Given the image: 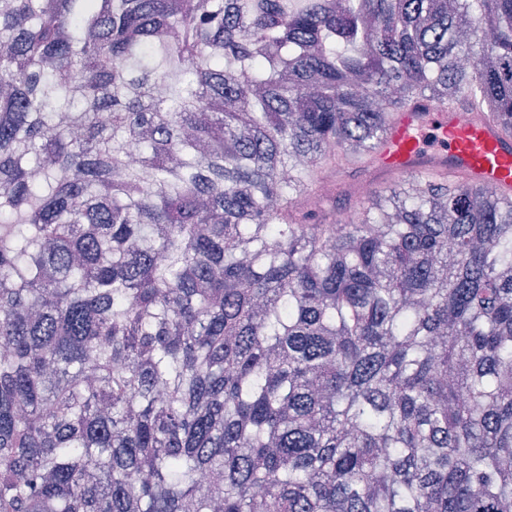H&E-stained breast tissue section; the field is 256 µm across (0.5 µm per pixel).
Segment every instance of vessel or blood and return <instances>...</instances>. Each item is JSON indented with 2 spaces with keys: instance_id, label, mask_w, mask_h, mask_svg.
Instances as JSON below:
<instances>
[{
  "instance_id": "b4317fda",
  "label": "vessel or blood",
  "mask_w": 512,
  "mask_h": 512,
  "mask_svg": "<svg viewBox=\"0 0 512 512\" xmlns=\"http://www.w3.org/2000/svg\"><path fill=\"white\" fill-rule=\"evenodd\" d=\"M448 175L512 199V135L477 109L417 100L394 113L366 176Z\"/></svg>"
}]
</instances>
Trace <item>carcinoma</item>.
I'll use <instances>...</instances> for the list:
<instances>
[{"mask_svg":"<svg viewBox=\"0 0 512 512\" xmlns=\"http://www.w3.org/2000/svg\"><path fill=\"white\" fill-rule=\"evenodd\" d=\"M0 84V512H512V201L302 206L512 134V0H0ZM368 158L334 166L322 162L311 182L341 170L355 176ZM448 175L469 185L484 186L512 200V135L476 108L462 109L419 99L394 112L375 153L369 157L366 176L382 183L372 190L407 187L417 176ZM330 181V175L325 176ZM338 188L339 191L342 190L341 186H338ZM339 191L335 193L333 196H331L333 192V187L331 183L327 181H321L315 192L314 197L310 199V206L314 209H318L322 206L323 200L327 199L330 196L331 197L329 198V200L323 204L326 214H329L334 210H343L345 208L356 206L358 204L356 202L355 195L346 193L347 195L344 196L345 193L341 195V192Z\"/></svg>","mask_w":512,"mask_h":512,"instance_id":"1","label":"carcinoma"}]
</instances>
